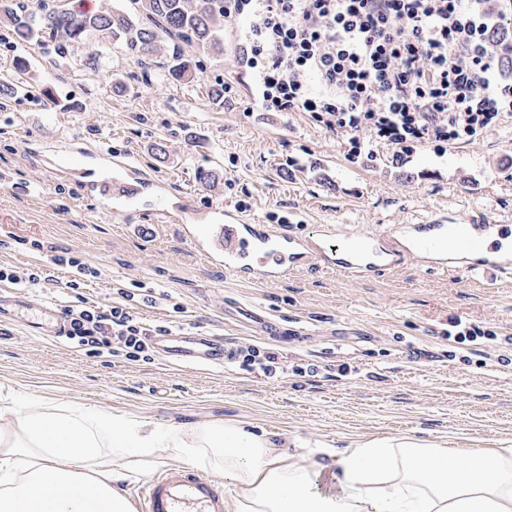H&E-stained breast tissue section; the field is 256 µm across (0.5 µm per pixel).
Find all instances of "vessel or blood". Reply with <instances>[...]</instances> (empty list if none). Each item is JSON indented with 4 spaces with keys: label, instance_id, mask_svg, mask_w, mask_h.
<instances>
[{
    "label": "vessel or blood",
    "instance_id": "b4317fda",
    "mask_svg": "<svg viewBox=\"0 0 512 512\" xmlns=\"http://www.w3.org/2000/svg\"><path fill=\"white\" fill-rule=\"evenodd\" d=\"M83 150L71 144L54 152L52 167L83 179L88 194L99 201L102 214L139 212L148 207L155 223L173 224L193 250L240 279L277 283L295 272L335 271L355 282L397 269L404 262L446 276H476L485 287H495L512 276V221H476L466 212L416 224H323L308 231L301 224H265L226 203L198 210L189 197L169 192L161 182H147L143 171L111 148L95 152L102 175L92 178L81 160ZM152 201H145L146 187ZM253 333L276 338L283 330L263 309L249 310ZM42 336L60 337L64 322L59 313L44 308L29 326ZM158 356L176 367H227L237 350L220 336L165 330L156 336ZM140 512H226L223 490L196 472L169 469L134 488Z\"/></svg>",
    "mask_w": 512,
    "mask_h": 512
}]
</instances>
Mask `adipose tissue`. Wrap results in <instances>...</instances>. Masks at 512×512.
<instances>
[{"label": "adipose tissue", "mask_w": 512, "mask_h": 512, "mask_svg": "<svg viewBox=\"0 0 512 512\" xmlns=\"http://www.w3.org/2000/svg\"><path fill=\"white\" fill-rule=\"evenodd\" d=\"M180 462L228 512H512V448L370 435L332 466L235 420L163 426L0 387V512H133L122 482Z\"/></svg>", "instance_id": "obj_1"}]
</instances>
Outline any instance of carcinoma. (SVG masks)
I'll return each instance as SVG.
<instances>
[{"label": "carcinoma", "instance_id": "obj_1", "mask_svg": "<svg viewBox=\"0 0 512 512\" xmlns=\"http://www.w3.org/2000/svg\"><path fill=\"white\" fill-rule=\"evenodd\" d=\"M2 20L18 45H47L62 57L95 35L104 44H120L140 64H156L162 76L174 80L199 67L186 47L224 54V0H126L122 9L94 13L44 4L36 14L20 0H0Z\"/></svg>", "mask_w": 512, "mask_h": 512}]
</instances>
